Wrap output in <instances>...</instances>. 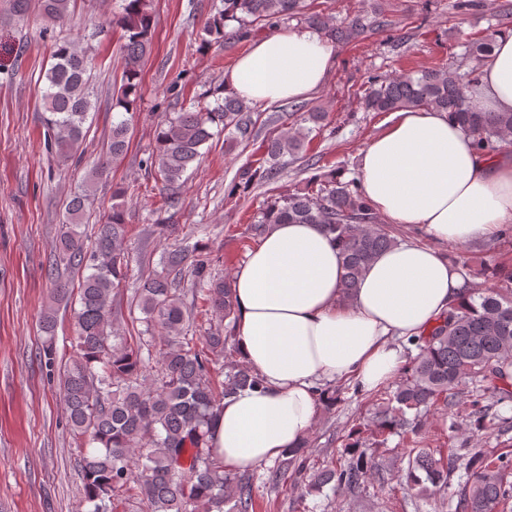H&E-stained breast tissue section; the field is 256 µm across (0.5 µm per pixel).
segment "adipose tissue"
<instances>
[{
	"label": "adipose tissue",
	"instance_id": "ef3b65f1",
	"mask_svg": "<svg viewBox=\"0 0 512 512\" xmlns=\"http://www.w3.org/2000/svg\"><path fill=\"white\" fill-rule=\"evenodd\" d=\"M335 63L319 32L279 28L237 59L225 84L255 104L298 100L321 88ZM474 99L485 111L512 112V34L498 36ZM359 173L375 212L433 243L379 253L346 298L331 235L317 224L270 226L232 278L239 356L262 384L217 409L212 445L225 465L251 468L298 447L322 411L317 383L351 379L369 392L397 378L405 343L462 294L464 280L441 243H467L512 223V159L481 157L471 137L432 108L394 112L362 151Z\"/></svg>",
	"mask_w": 512,
	"mask_h": 512
}]
</instances>
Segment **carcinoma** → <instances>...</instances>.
I'll list each match as a JSON object with an SVG mask.
<instances>
[{
  "instance_id": "1",
  "label": "carcinoma",
  "mask_w": 512,
  "mask_h": 512,
  "mask_svg": "<svg viewBox=\"0 0 512 512\" xmlns=\"http://www.w3.org/2000/svg\"><path fill=\"white\" fill-rule=\"evenodd\" d=\"M72 0H39L44 17L64 23ZM116 19L123 31L124 67L119 87L112 93V121L108 150L90 170L80 190L66 206L53 245V265L64 262L88 270L77 288L79 308L74 313L77 354L66 367L61 384L62 402L70 430L81 448L78 470L84 484L85 512H126L131 500L143 512H249L255 495L253 479L225 469L224 458L212 447L210 429L215 409L226 396L261 385L246 365L232 363L224 380L213 376L216 358L224 357L226 341L234 332L237 310L230 280H217L213 260L198 244L168 254L167 270L187 276L195 298L209 315L206 335L197 336L194 309L183 302L181 281L165 274L146 278L130 307L142 314L144 329L128 337L115 324L114 302L130 270L125 248L127 188L112 187L111 212L99 224L91 247H86L82 219L93 203L97 180L110 164L128 150L132 124L140 99V63L151 50L150 0H122ZM222 6L201 37L205 48L224 47L226 28L234 22V35L246 38L253 28L272 27L302 14L303 0H221ZM309 27L328 39L346 42L385 21L361 10L337 24L319 15L305 17ZM498 32H492L471 51L476 64L464 74L451 67L428 68L411 74L373 75L361 99L369 112H395L431 107L447 112L473 139L478 151L492 159L512 142V113L483 112L470 97L478 83L481 62L490 57ZM53 63L42 75L39 95L50 146L69 160L77 154L83 129L95 109L89 73L93 59L70 42L55 47ZM259 114L231 91L214 102L199 100L188 109L169 113L160 126L155 146L143 164L170 191L168 205L188 169L199 162L201 149L219 133L229 143L250 140ZM308 133L302 129L267 140L268 165L243 171L229 196L254 185L270 184L279 177L281 160L297 157ZM320 224L335 235L344 269L342 295L350 297L363 272L382 250L398 243L377 220L356 181H343L332 170L314 177L306 187L283 194L259 209L247 228L251 239L266 233L271 224ZM481 275L504 284L481 291L466 289L464 300L452 301L423 335L410 340L418 353L409 359L391 387L372 398L369 433L374 443L347 436L339 457L313 470V447L304 438L297 448L284 451L270 468L274 487L288 477L312 472L318 489H354L373 476L375 445L392 435L421 434L431 411L454 415L468 407L465 435L478 438L496 426L512 423L495 410L512 402V266L486 265ZM56 309L42 316L43 355L56 354ZM496 400L487 403L484 392ZM404 449L405 473L410 486L428 493L448 484V475L464 466L466 480L457 492L456 512H493L512 497V457L496 459L480 450L465 455L435 457L418 447Z\"/></svg>"
}]
</instances>
